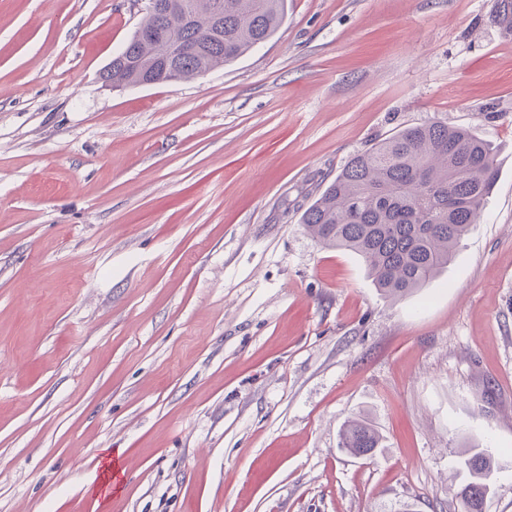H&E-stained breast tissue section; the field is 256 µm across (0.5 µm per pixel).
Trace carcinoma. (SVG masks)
I'll return each instance as SVG.
<instances>
[{"label":"carcinoma","mask_w":512,"mask_h":512,"mask_svg":"<svg viewBox=\"0 0 512 512\" xmlns=\"http://www.w3.org/2000/svg\"><path fill=\"white\" fill-rule=\"evenodd\" d=\"M143 21L162 38L140 31L100 76L112 87L191 79L234 61L269 39L285 0H161ZM492 22L512 33V0H499ZM497 177L496 154L466 128L439 121L407 126L349 159L303 212L301 224L320 245L352 251L377 288L391 298L424 287L478 222ZM366 421H349L340 447L367 456L379 447ZM468 474L458 490L463 512H483L492 458L474 448L460 460Z\"/></svg>","instance_id":"carcinoma-1"}]
</instances>
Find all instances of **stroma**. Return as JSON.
Instances as JSON below:
<instances>
[{
    "instance_id": "obj_1",
    "label": "stroma",
    "mask_w": 512,
    "mask_h": 512,
    "mask_svg": "<svg viewBox=\"0 0 512 512\" xmlns=\"http://www.w3.org/2000/svg\"><path fill=\"white\" fill-rule=\"evenodd\" d=\"M147 0H0V512H512V34L498 0H287L204 75L102 68ZM441 121L496 153L413 295L300 217L348 159ZM381 436L339 446L348 420ZM120 450V473L105 470ZM380 436L366 421H348L340 434V448L355 456H367L379 448ZM461 468L468 474L465 484L458 490L463 512H484V502L489 494L487 482L492 470V458L484 450L470 449L460 460Z\"/></svg>"
}]
</instances>
